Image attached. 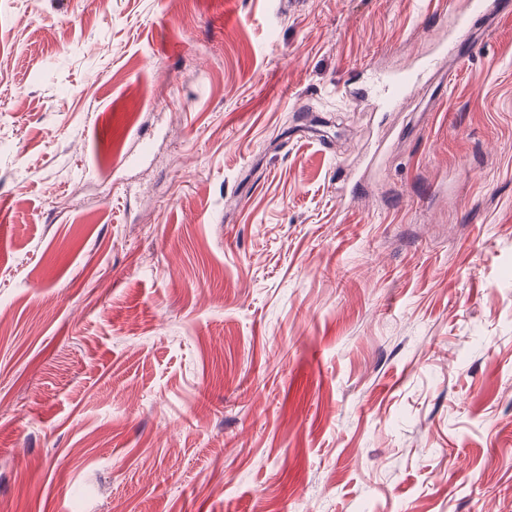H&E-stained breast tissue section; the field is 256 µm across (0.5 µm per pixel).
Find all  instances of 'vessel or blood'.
Listing matches in <instances>:
<instances>
[{"label": "vessel or blood", "mask_w": 512, "mask_h": 512, "mask_svg": "<svg viewBox=\"0 0 512 512\" xmlns=\"http://www.w3.org/2000/svg\"><path fill=\"white\" fill-rule=\"evenodd\" d=\"M498 7V0H470L468 11L458 15L447 44L439 47L437 56L420 59L387 77L374 78L372 92L378 107L385 111L394 110L437 67L441 56L455 53L459 41L471 33L473 18L490 16Z\"/></svg>", "instance_id": "b4317fda"}]
</instances>
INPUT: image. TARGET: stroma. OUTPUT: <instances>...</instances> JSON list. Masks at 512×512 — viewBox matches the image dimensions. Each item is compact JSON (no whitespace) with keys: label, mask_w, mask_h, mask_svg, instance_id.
<instances>
[{"label":"stroma","mask_w":512,"mask_h":512,"mask_svg":"<svg viewBox=\"0 0 512 512\" xmlns=\"http://www.w3.org/2000/svg\"><path fill=\"white\" fill-rule=\"evenodd\" d=\"M451 7L0 0V512H512V0L337 92ZM500 4L496 0L469 1L470 12L465 11L457 16L456 27L448 34V45H441L437 50L438 55L421 58L407 68L389 74L387 78H374L372 92L377 106L384 111L394 110L437 67L440 56L456 52L459 41L472 32V19L490 16Z\"/></svg>","instance_id":"35a3bbf8"}]
</instances>
